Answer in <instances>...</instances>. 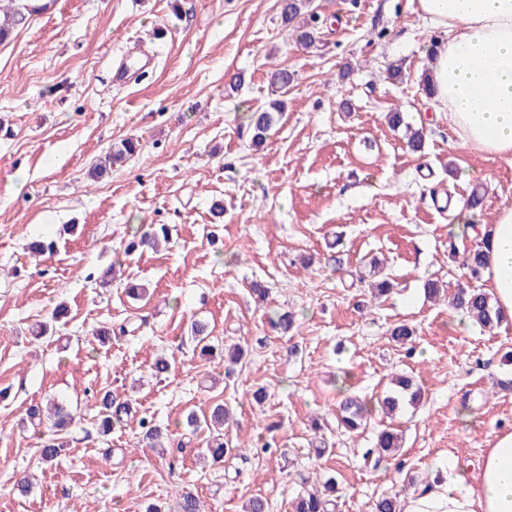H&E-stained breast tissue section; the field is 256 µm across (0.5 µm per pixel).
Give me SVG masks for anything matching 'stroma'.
I'll use <instances>...</instances> for the list:
<instances>
[{"label":"stroma","instance_id":"stroma-1","mask_svg":"<svg viewBox=\"0 0 512 512\" xmlns=\"http://www.w3.org/2000/svg\"><path fill=\"white\" fill-rule=\"evenodd\" d=\"M38 4L0 44V512H146L184 492L206 512H246L255 497L292 512L305 482L329 477L337 512H374L383 495L407 500L408 477L429 482L451 459L476 467L494 436L512 431V320L488 331L447 299L463 282L489 289L465 277L475 240L457 230L458 205L481 186L474 219L492 224L512 207V160L464 145L420 90L440 33L417 0H312L311 48L289 36L278 0ZM140 51L155 63L114 83ZM395 61L404 82L386 77ZM278 68L294 82L255 149L250 115L273 98ZM236 76L241 86L229 89ZM390 112L425 125L422 152L389 128ZM131 136L139 152L90 180L97 159ZM159 224L166 248L125 255ZM35 239L54 250L32 257ZM374 258L396 283L380 300ZM111 264L115 278L101 287ZM429 279L445 296H426ZM129 280L148 288L143 300L126 296ZM288 310L299 327L276 334L269 320ZM194 319L208 324L214 355L192 340ZM47 320L50 333L34 338ZM401 323L415 331L404 345L390 338ZM234 345L244 356L229 373L223 352ZM160 356L167 372L153 368ZM403 371L423 389L418 407L374 413L357 434L338 427L344 396L377 399ZM107 392L131 399L136 415L103 437L96 402ZM51 399L75 419L47 466L39 448L53 433L26 410ZM218 403L241 454L203 462L201 432L171 461L188 416ZM143 417L168 428L160 447L144 440ZM391 424L404 446L377 460L376 434Z\"/></svg>","mask_w":512,"mask_h":512}]
</instances>
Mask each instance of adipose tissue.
Segmentation results:
<instances>
[{"mask_svg": "<svg viewBox=\"0 0 512 512\" xmlns=\"http://www.w3.org/2000/svg\"><path fill=\"white\" fill-rule=\"evenodd\" d=\"M440 30L429 58L430 94L449 127L467 145L512 158V0H418ZM484 276L496 307L512 319V207L499 210L482 231ZM452 463L414 492L403 512H512V431L494 436L477 466V484Z\"/></svg>", "mask_w": 512, "mask_h": 512, "instance_id": "obj_1", "label": "adipose tissue"}]
</instances>
